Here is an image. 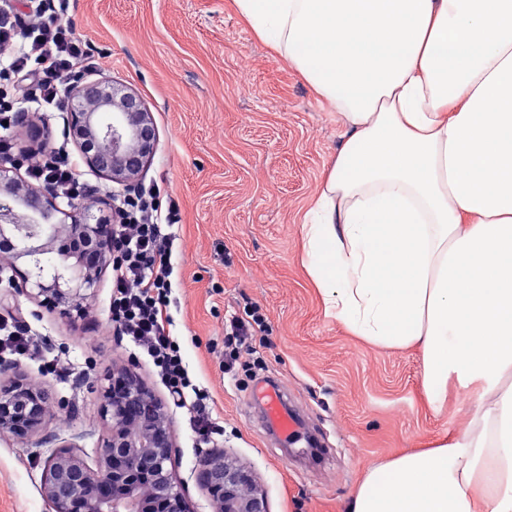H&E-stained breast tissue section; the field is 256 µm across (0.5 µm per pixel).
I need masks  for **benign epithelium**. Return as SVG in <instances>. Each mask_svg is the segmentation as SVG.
<instances>
[{
    "label": "benign epithelium",
    "instance_id": "benign-epithelium-1",
    "mask_svg": "<svg viewBox=\"0 0 512 512\" xmlns=\"http://www.w3.org/2000/svg\"><path fill=\"white\" fill-rule=\"evenodd\" d=\"M65 125L84 165L106 180L132 191L139 184L157 142V129L140 97L94 80L68 91ZM112 113V122L102 115ZM61 213L62 229L44 227ZM116 211L95 215L91 205L69 200L66 208L49 189H29L18 164L0 157V258L34 298L69 320L84 316L102 271L112 258ZM58 258L43 276L41 256ZM101 394V418L112 423L97 449L94 464L60 449L48 459L41 491L49 512H188L182 485L172 467L170 420L162 402L130 372L107 377ZM49 395L25 379L0 385V435L25 439L42 426ZM198 480L212 497L213 512H268L266 498L249 492V475L221 453L198 464Z\"/></svg>",
    "mask_w": 512,
    "mask_h": 512
}]
</instances>
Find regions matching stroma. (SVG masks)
<instances>
[{
	"label": "stroma",
	"instance_id": "stroma-1",
	"mask_svg": "<svg viewBox=\"0 0 512 512\" xmlns=\"http://www.w3.org/2000/svg\"><path fill=\"white\" fill-rule=\"evenodd\" d=\"M66 20L93 61L84 80L131 88L153 116L158 140L142 182L158 186L161 205H177L180 216L171 229L172 333L219 432L202 441L187 408L120 341L109 319L111 271L87 317L73 323L40 306L0 265V318L39 347L8 365L50 396L37 434L0 436V512H48L41 478L53 452L73 447L94 460L109 429L100 382L125 367L167 408L190 512H211L196 469L212 452L251 476L270 512H345L369 466L460 435L474 399L452 385L440 408L430 406L419 347L369 343L326 315L305 266L302 221L344 128L234 0H71ZM50 115L49 147L66 150L95 207L108 209L122 187L88 171L62 111ZM256 308L264 322L241 357L254 363L255 380L280 381L304 421L296 445L314 436L316 457L289 458L287 442L268 432L252 402L253 383L224 378V326ZM51 360L63 374L47 371Z\"/></svg>",
	"mask_w": 512,
	"mask_h": 512
}]
</instances>
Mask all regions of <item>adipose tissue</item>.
Listing matches in <instances>:
<instances>
[{"mask_svg": "<svg viewBox=\"0 0 512 512\" xmlns=\"http://www.w3.org/2000/svg\"><path fill=\"white\" fill-rule=\"evenodd\" d=\"M344 127L304 216L325 312L420 346L452 442L371 466L348 512H512V0H235Z\"/></svg>", "mask_w": 512, "mask_h": 512, "instance_id": "1", "label": "adipose tissue"}]
</instances>
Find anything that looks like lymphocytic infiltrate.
I'll return each instance as SVG.
<instances>
[{
  "label": "lymphocytic infiltrate",
  "instance_id": "lymphocytic-infiltrate-1",
  "mask_svg": "<svg viewBox=\"0 0 512 512\" xmlns=\"http://www.w3.org/2000/svg\"><path fill=\"white\" fill-rule=\"evenodd\" d=\"M70 0H40L39 11L51 22L23 24L13 9L0 10V70L30 78L39 91L38 103L58 106L66 94L65 79L85 70L88 55L65 21ZM34 184H48L64 198H76L82 184L65 157L34 162L29 167ZM152 187H142L118 201L120 220L113 228V326L126 343L158 368L173 399L190 403L192 420L201 436L213 430L208 394L193 384L184 352L165 326L171 303L172 246L169 227L179 221L176 206L160 211ZM264 321L253 313L251 323L230 320L225 326L224 370L232 379L250 373L241 351L254 338V328Z\"/></svg>",
  "mask_w": 512,
  "mask_h": 512
}]
</instances>
